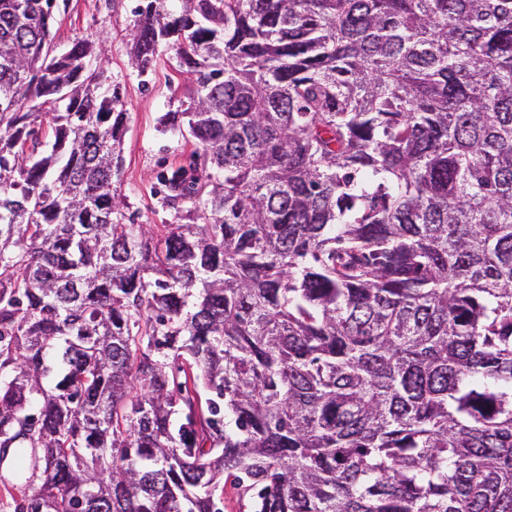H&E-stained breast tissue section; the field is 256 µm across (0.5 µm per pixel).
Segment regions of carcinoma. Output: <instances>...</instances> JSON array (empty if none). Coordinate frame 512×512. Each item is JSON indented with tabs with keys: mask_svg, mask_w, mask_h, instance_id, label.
<instances>
[{
	"mask_svg": "<svg viewBox=\"0 0 512 512\" xmlns=\"http://www.w3.org/2000/svg\"><path fill=\"white\" fill-rule=\"evenodd\" d=\"M54 3L0 0L17 512H222L226 477L252 512H512V0H143L131 66L197 84L162 118L197 217L158 232Z\"/></svg>",
	"mask_w": 512,
	"mask_h": 512,
	"instance_id": "carcinoma-1",
	"label": "carcinoma"
}]
</instances>
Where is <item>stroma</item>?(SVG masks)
<instances>
[{"label":"stroma","mask_w":512,"mask_h":512,"mask_svg":"<svg viewBox=\"0 0 512 512\" xmlns=\"http://www.w3.org/2000/svg\"><path fill=\"white\" fill-rule=\"evenodd\" d=\"M139 0H67L55 11L53 47L61 52L75 37L91 34L96 39L100 64L111 82L120 86L129 114L122 145L120 191L126 197L123 210L129 224H176L185 217L190 200L179 209L161 203V175L190 168L199 149L188 135L165 130L161 118L168 112L189 108L196 86L182 73L176 52L160 47L155 64L141 75L130 65L129 51L136 29ZM32 462L18 464L14 456L0 460V512H15L25 497L40 487L33 480Z\"/></svg>","instance_id":"35a3bbf8"}]
</instances>
